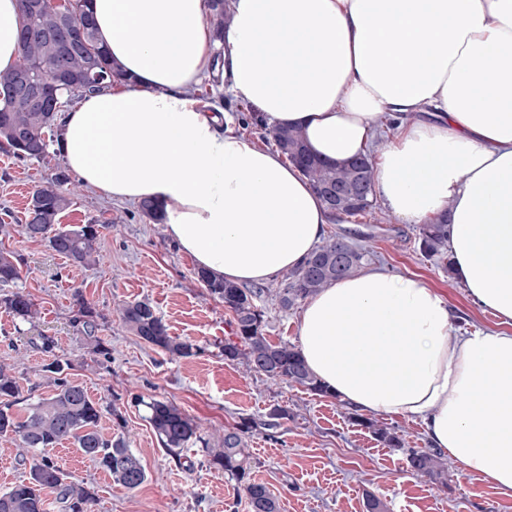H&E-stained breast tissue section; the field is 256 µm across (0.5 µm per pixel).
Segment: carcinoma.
Masks as SVG:
<instances>
[{
	"instance_id": "cac0c4a2",
	"label": "carcinoma",
	"mask_w": 512,
	"mask_h": 512,
	"mask_svg": "<svg viewBox=\"0 0 512 512\" xmlns=\"http://www.w3.org/2000/svg\"><path fill=\"white\" fill-rule=\"evenodd\" d=\"M27 0H19L20 63L28 64L31 81L41 83L46 73L38 64L47 59L57 60L72 82L59 88L57 102L46 101L37 108L29 106L15 92L18 69L0 73V141L13 155L23 161L44 159L55 142L54 128L58 112L68 99L84 92L111 87L125 81L122 70L112 63L100 45L94 25L82 29L70 28L52 12L32 15L26 11ZM209 21L214 40L224 42V19L227 0H208ZM277 149L283 157L296 164L317 193L327 186H362L368 205L357 211L330 212L336 217L362 216L373 210L372 180L374 166L367 153L349 164L326 165L312 156L302 133L294 128L271 131ZM69 174L59 170L45 185L33 189L24 222L18 231L29 239L39 238L57 254L79 265H90L98 256L100 225L94 221L68 228L60 223L61 214L71 205V199L61 190ZM422 257L437 261L444 269H452L448 256V225L422 224L417 238ZM341 252L350 254L349 263L338 273H325L312 264L323 256L334 257ZM367 251L340 236L329 237L318 245L305 261L288 272L280 286L271 290L264 286L243 288L235 283L196 271L197 280L214 300L224 304L232 315L233 335L224 340V360L242 364L249 371L273 381L298 385L314 395L330 397L328 387L318 381L308 369L300 351L286 343H272L264 336L265 314L259 302L270 293L281 309L287 311L318 290L361 268ZM21 279V259L12 251L0 249V307L17 319L29 321L36 317L37 308L29 294L17 288ZM80 322L87 336L96 329V312L82 294L75 293ZM123 324L146 344L171 357H191L201 347L188 339L179 340L169 333V327L146 300L126 303L120 309ZM71 363L54 358L42 366L50 390L32 399L24 414L14 410L21 393L22 377L13 368L0 364V437H9L32 454L29 477L0 493V512H47L49 494L55 495L63 512H91L94 495L85 487L67 480L58 462L46 455L50 448L68 441L82 454L103 469L115 482L127 489H136L146 480L139 458L127 448L125 440L102 435L99 426L107 407L92 400L83 386L69 378ZM146 407L147 421L168 455L181 460L188 444H202L209 467L231 476L245 493L251 512H280L279 500L268 488L250 478L248 440L255 434H270L281 421L294 418L286 406H275L264 415H246L224 428L217 446L202 436L200 425L173 403L139 399ZM357 424L373 429L379 441L389 448H401L400 437L387 427H378L359 414H352ZM410 467L419 475L441 484L447 483L448 467L441 453L432 449L412 450Z\"/></svg>"
}]
</instances>
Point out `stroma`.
Segmentation results:
<instances>
[{"mask_svg": "<svg viewBox=\"0 0 512 512\" xmlns=\"http://www.w3.org/2000/svg\"><path fill=\"white\" fill-rule=\"evenodd\" d=\"M63 164L54 150L37 162L16 159L8 147H0V224L22 219L34 185ZM71 201L62 224L95 220L104 226L94 264H75L44 241L0 235V248L21 258V285L39 310L32 322L20 325L0 309V363L24 373L21 387L27 390L42 382L41 367L51 357L68 359L71 380L109 405L100 428L105 436H123L140 459L147 474L140 487L116 484L73 444L51 452L70 481L95 493V512H251L236 481L204 464L201 452H188L179 461L166 453L143 406L134 401L138 395L171 401L207 436L241 416L262 415L277 405L292 409L296 420L249 440L251 476L279 499L282 512H367L370 494L388 512H512L511 496L461 468H454L444 486L411 471L409 450L426 446L419 422L377 416V424L404 440L403 447L389 448L350 419L341 399L315 396L226 362L222 348L232 333L231 318L197 281L193 259L177 248L164 226L143 217L137 205L115 203L78 186ZM325 233L360 244L369 252V265L418 275L438 289L448 299L455 330L497 328L494 315L474 305L459 281L420 255L417 225L401 223L378 207L371 215L326 225ZM78 290L98 312L92 339L77 322ZM139 299L152 303L171 335L198 344L200 354L173 359L133 335L118 310L123 302ZM261 306L268 340L297 344L300 308L282 310L271 296ZM98 341L110 357L96 353Z\"/></svg>", "mask_w": 512, "mask_h": 512, "instance_id": "stroma-1", "label": "stroma"}]
</instances>
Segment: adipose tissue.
Wrapping results in <instances>:
<instances>
[{
    "instance_id": "1",
    "label": "adipose tissue",
    "mask_w": 512,
    "mask_h": 512,
    "mask_svg": "<svg viewBox=\"0 0 512 512\" xmlns=\"http://www.w3.org/2000/svg\"><path fill=\"white\" fill-rule=\"evenodd\" d=\"M128 84L59 113L82 188L162 206L197 269L245 284L299 267L330 212L281 153L224 126L190 90L211 75L333 163L372 147L374 200L405 224L445 219L454 276L498 330L454 334L447 299L367 269L310 296L299 350L353 409L418 421L428 444L512 496V0H92ZM0 0V72L20 58ZM208 7L210 10L209 21L213 29L214 40L220 46L224 42V19L227 13L228 3L226 0H208Z\"/></svg>"
}]
</instances>
